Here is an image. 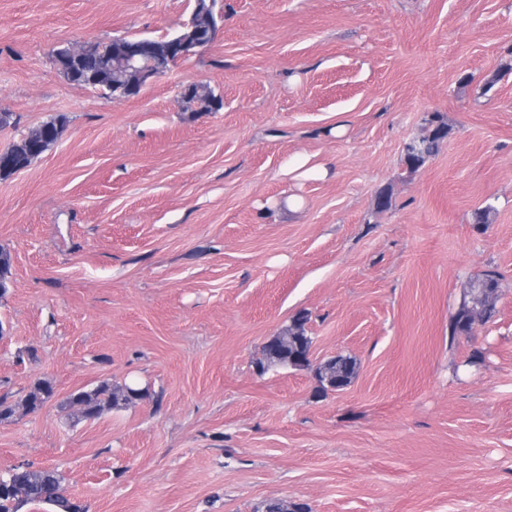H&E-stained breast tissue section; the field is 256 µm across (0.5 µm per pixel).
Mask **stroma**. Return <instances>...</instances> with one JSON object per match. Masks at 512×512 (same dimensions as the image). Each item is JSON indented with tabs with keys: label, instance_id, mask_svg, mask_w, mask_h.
<instances>
[{
	"label": "stroma",
	"instance_id": "obj_1",
	"mask_svg": "<svg viewBox=\"0 0 512 512\" xmlns=\"http://www.w3.org/2000/svg\"><path fill=\"white\" fill-rule=\"evenodd\" d=\"M193 5L0 0V149L68 118L0 179V396L54 387L0 422V472L55 470L85 512H512V0H217L213 43L130 99L54 66L168 37ZM192 82L222 109L187 103ZM434 113L448 135L409 170ZM295 155L334 172L293 178ZM489 269L496 316L449 338ZM299 314L310 367L258 373ZM338 355L357 373L319 395ZM128 378L149 398L94 421L67 403Z\"/></svg>",
	"mask_w": 512,
	"mask_h": 512
}]
</instances>
